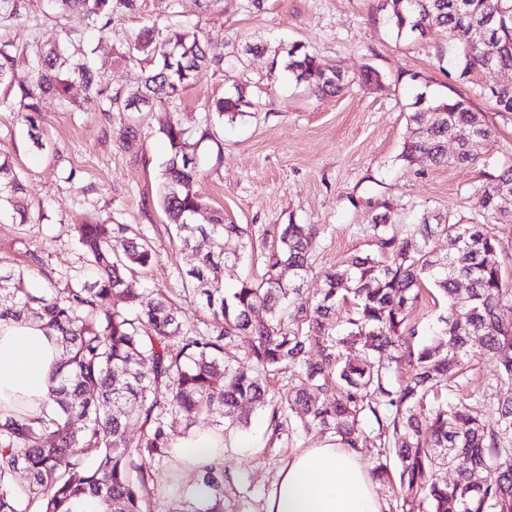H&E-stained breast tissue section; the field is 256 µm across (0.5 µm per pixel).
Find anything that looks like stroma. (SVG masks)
<instances>
[{"instance_id": "stroma-1", "label": "stroma", "mask_w": 512, "mask_h": 512, "mask_svg": "<svg viewBox=\"0 0 512 512\" xmlns=\"http://www.w3.org/2000/svg\"><path fill=\"white\" fill-rule=\"evenodd\" d=\"M202 4L179 0L172 10L168 0H136L133 9L115 17L111 33L92 37L113 88L132 87L140 75L122 57L129 35L147 23L162 29L195 18L204 13ZM29 10L41 24L35 30L15 26L17 38L34 35L50 42L61 26L84 24L77 14L61 25L50 20L48 0H29ZM208 16L205 38L223 53V70H201L179 99L150 112L106 114L92 102L69 112L45 98V149L32 147L22 114L5 107L6 89L0 87V153L13 158L29 201L43 213L27 224L0 219V260L25 270L26 287H41L48 278L62 285L86 272L72 227L105 220L127 225L153 248L154 263L136 276L140 286L179 291L180 273L194 258L178 248L159 204L167 158L160 127L170 117L185 128L198 127L211 103L237 85L245 87L253 106L235 122L214 125V140L201 147L196 189L210 207L223 211L225 222L249 226L259 239L290 221L319 225L312 252L320 267L370 250L364 227L385 198L407 216L449 212L469 223L480 210L479 190L489 174L512 162V112L492 111L478 92L488 75L477 72L471 82L457 81L452 64L434 57L447 37L397 36L378 0H262L258 10L251 0H218ZM294 42L315 48L325 68L346 75L348 87L322 98L285 71L269 81L275 49ZM253 43L265 44L264 53L245 54ZM368 66L380 72V84L360 82ZM455 91L487 114L496 136L482 145L473 164H406L400 153L411 103L421 93L432 99ZM33 253L41 265L32 266ZM236 435L237 447L224 454L230 475L224 512H263L291 454L331 441L316 431L294 440L272 437L261 410Z\"/></svg>"}]
</instances>
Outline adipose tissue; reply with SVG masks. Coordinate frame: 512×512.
Masks as SVG:
<instances>
[{"label": "adipose tissue", "instance_id": "1", "mask_svg": "<svg viewBox=\"0 0 512 512\" xmlns=\"http://www.w3.org/2000/svg\"><path fill=\"white\" fill-rule=\"evenodd\" d=\"M59 350L31 322H0V409L23 403L39 413L49 401V374ZM178 476L189 480L199 464L223 458L218 434H197L175 444ZM378 486L358 452L326 444L295 453L281 470L264 512H383Z\"/></svg>", "mask_w": 512, "mask_h": 512}]
</instances>
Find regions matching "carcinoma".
I'll return each mask as SVG.
<instances>
[{"mask_svg": "<svg viewBox=\"0 0 512 512\" xmlns=\"http://www.w3.org/2000/svg\"><path fill=\"white\" fill-rule=\"evenodd\" d=\"M63 18L80 14L88 28L112 30L115 15L135 0H49ZM27 0H0V24L26 18ZM397 34L447 35L458 49L456 78L512 70V0H381ZM496 48L486 62L484 42ZM25 59L30 69L20 74ZM125 59L140 69L139 83L112 91L106 63L97 62L86 30L70 28L53 44L0 37V85L10 105L25 113L27 135L41 148V100L54 97L75 111L77 98L104 112H139L172 101L203 68L224 66L203 35V20L165 30L146 26L128 43ZM318 96H336L345 75L329 72L309 46L294 42L273 59ZM479 93L497 112H512V85L483 84ZM253 106L241 86L217 99V119L234 121ZM168 145L159 203L180 250L194 256L182 273L183 292L205 309L204 329H183L181 305L160 288H137L125 271L154 261L146 240L122 224L93 221L74 227L88 277L58 287H25L24 271L0 261V320L32 321L58 337L61 355L50 376L51 404L36 416L22 407L0 412V512H74L84 498L101 512H155V462L172 453V425L186 433L208 418L225 434L248 424L246 408L269 411L272 435L299 438L317 429L337 445L361 451L367 432L378 442L375 479L398 469L401 512H512V286L503 279L501 242L493 224L512 223V164L481 188L480 220L462 224L425 211L408 223L392 221V203L378 205L366 233L375 251L316 269L314 224H282L260 252L263 273L224 288V266L254 248L249 227L224 223V212L198 194L196 149L212 139L209 127L190 131L167 119ZM496 135L486 114L460 94L416 97L408 115L403 160L473 163ZM31 205L14 164L0 157V217L25 223ZM448 239V252L429 248ZM322 281L310 305L298 302L308 277ZM430 284L447 302L427 339L409 322ZM345 320L338 325L339 306ZM265 317L255 318L258 311ZM252 337L248 364L228 357L239 336ZM492 358L497 402L462 401L452 393L461 360ZM413 373L404 381V367ZM288 373V389L269 380ZM494 420H487L489 411ZM137 427L131 436L129 428ZM454 472L453 480L447 479ZM26 482L14 485L15 476ZM221 462L193 472L203 494L190 512H224Z\"/></svg>", "mask_w": 512, "mask_h": 512, "instance_id": "obj_1", "label": "carcinoma"}]
</instances>
